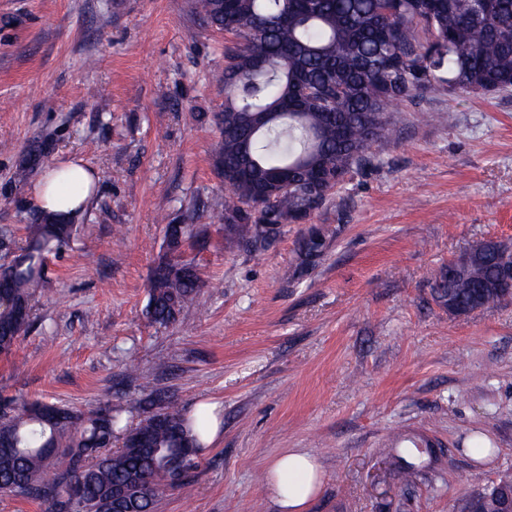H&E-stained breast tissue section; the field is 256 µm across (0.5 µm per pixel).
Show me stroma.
<instances>
[{
  "mask_svg": "<svg viewBox=\"0 0 512 512\" xmlns=\"http://www.w3.org/2000/svg\"><path fill=\"white\" fill-rule=\"evenodd\" d=\"M190 0H0V229L23 241L30 144L96 181L71 247L46 258L29 326L0 354V406L93 408L149 394L183 416L217 404L220 438L156 512H278L270 463L299 448L322 465L308 512H452L457 495L512 467V300L466 315L433 298L439 270L479 241L512 243V91L436 84L395 105L397 141L311 223L266 248L227 242L212 165L224 49ZM454 113L453 124L437 121ZM195 209L184 256L207 282L172 325L145 317L164 226ZM321 231L312 258L299 240ZM442 442L435 488L401 490L397 432ZM484 432L492 456L458 445ZM49 145L47 138L36 140L30 145V150L26 158L16 171V179L18 182L25 180L29 172L34 170V167L39 165L44 159H48L50 155Z\"/></svg>",
  "mask_w": 512,
  "mask_h": 512,
  "instance_id": "stroma-1",
  "label": "stroma"
}]
</instances>
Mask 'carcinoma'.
I'll list each match as a JSON object with an SVG mask.
<instances>
[{"mask_svg": "<svg viewBox=\"0 0 512 512\" xmlns=\"http://www.w3.org/2000/svg\"><path fill=\"white\" fill-rule=\"evenodd\" d=\"M207 28L236 37L224 52V109L212 115L219 133L213 159L224 182V202L212 223L246 250L268 246L292 223L314 193L320 209L353 172L378 164L375 148L394 139L398 120L391 104L425 92L437 81L460 93L512 89V0H193ZM329 99L302 106L298 80ZM49 140L39 139L16 171L23 181L48 158ZM298 173L294 182L258 200L253 171ZM195 213L165 225L166 251L151 269L146 316L167 326L191 305L206 281L198 266L173 255L193 237ZM12 261L0 264L9 298L0 302V353L12 351L30 321L36 292L46 280L45 255L67 247L77 225L39 212ZM323 247L321 232L300 242L305 256ZM498 254L481 253L470 265L448 262L432 288L472 303L471 289L494 283ZM123 407L82 412L33 401L0 416V492L36 500L46 512H112L118 491L137 495L134 512H155L188 464L184 448H200L190 423L166 401L134 427L122 425ZM141 446L108 447L116 432ZM389 465L406 488L433 479L438 457L424 438L400 435ZM76 486L72 497L68 488ZM512 493V468L499 470L485 487L464 492L457 512L470 501L479 512H497L495 492Z\"/></svg>", "mask_w": 512, "mask_h": 512, "instance_id": "cac0c4a2", "label": "carcinoma"}]
</instances>
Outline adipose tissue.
I'll return each instance as SVG.
<instances>
[{"instance_id":"adipose-tissue-1","label":"adipose tissue","mask_w":512,"mask_h":512,"mask_svg":"<svg viewBox=\"0 0 512 512\" xmlns=\"http://www.w3.org/2000/svg\"><path fill=\"white\" fill-rule=\"evenodd\" d=\"M95 180L86 169L68 172L48 168L34 184L32 198L42 211L70 214L84 210L94 197ZM270 492L281 512H305L321 485V467L316 458L296 448L285 449L269 468Z\"/></svg>"}]
</instances>
